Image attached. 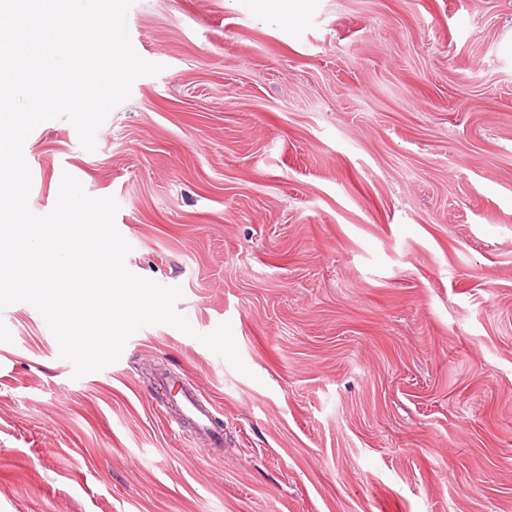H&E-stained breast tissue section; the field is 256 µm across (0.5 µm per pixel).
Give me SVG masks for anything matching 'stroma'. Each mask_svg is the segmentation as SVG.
I'll list each match as a JSON object with an SVG mask.
<instances>
[{
    "mask_svg": "<svg viewBox=\"0 0 512 512\" xmlns=\"http://www.w3.org/2000/svg\"><path fill=\"white\" fill-rule=\"evenodd\" d=\"M135 0L138 78L84 149L24 144L114 197L146 326L74 377L0 312V512H512V0ZM230 323L247 373L199 337ZM224 450L166 421L162 379ZM178 382V380L170 382L171 389L180 385L174 395L178 411L175 415H170L167 421L180 430L186 425H190L197 434L207 435L214 447L220 448L224 443V437L213 423L212 403L193 386L187 387L184 382L181 384Z\"/></svg>",
    "mask_w": 512,
    "mask_h": 512,
    "instance_id": "35a3bbf8",
    "label": "stroma"
}]
</instances>
